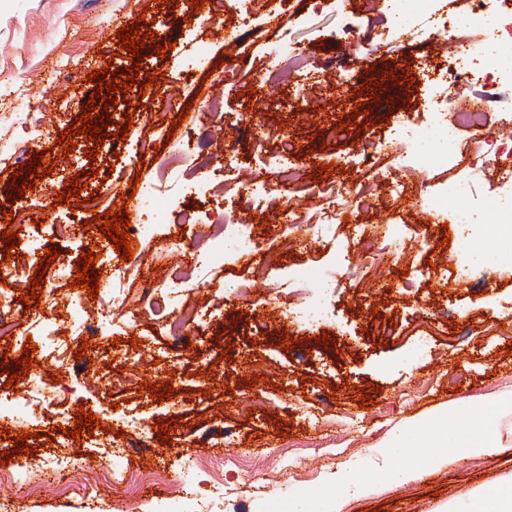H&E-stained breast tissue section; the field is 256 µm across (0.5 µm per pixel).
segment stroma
Listing matches in <instances>:
<instances>
[{"instance_id": "stroma-1", "label": "stroma", "mask_w": 512, "mask_h": 512, "mask_svg": "<svg viewBox=\"0 0 512 512\" xmlns=\"http://www.w3.org/2000/svg\"><path fill=\"white\" fill-rule=\"evenodd\" d=\"M235 0H205L202 9L191 0L161 5L159 0H0V146L13 149L11 163L23 166L45 143L33 138L26 114L42 117L53 131L66 130L80 115L95 89L88 76L108 64L131 66L119 54L116 32L138 23L145 33L158 36L141 51L143 72L161 76L154 85L151 104L138 101L129 88L127 101L109 108L113 123L110 137L99 146L98 160L86 158L93 143L77 139L68 157L57 158L48 177L17 200L7 199L9 174L0 173V210H12V229L21 241L17 255L6 263L13 278L1 292L15 301L13 335L0 337V354L19 358L26 340L36 346L38 363L33 373L59 376L54 400L40 402L35 422L9 427L0 436V447L14 446L19 432H29V445L50 455L71 457L74 480L99 481L100 495L88 501L65 485L38 487L34 475L16 479L11 465L0 464V501L10 512H198L193 499L180 490L193 475H202L197 493L206 490L210 477L223 479L226 495L209 505L208 512H270L294 494L307 490L330 492V474L344 465H355L356 476H374L381 463L379 442L395 426L414 416L428 414L452 401L487 402L512 397V269L502 267L497 256L479 252L473 240H460L455 213L431 216L414 193L394 197L378 189L388 178L407 185L426 183L428 188L447 186L450 195L470 204L469 219L480 230L496 222L491 200L502 187V175L512 171V157L500 158L480 168L432 169L422 174L403 167L396 154L395 128L402 118L426 128L434 112L451 111L448 89L433 84L436 70L449 67L451 58L442 39L451 35L464 18L466 0H440L436 14L423 22L422 33L412 38L399 33L375 0H269L248 24L236 20ZM353 36H346L345 27ZM308 57L310 77L273 89L256 88L254 75L268 62V51L282 38ZM204 44L208 58L196 68L193 51ZM167 48L159 57L155 47ZM114 62H107V55ZM393 66V80H369L373 64ZM351 67L349 83L333 80L330 64ZM413 73L415 85L401 80ZM55 82L59 97L48 98L42 86ZM372 83L382 92L381 101L355 96L354 88ZM254 97H245V89ZM410 102H402V94ZM223 95L222 126L232 140L237 157L233 173L253 176L258 169L255 149L287 157L301 177L282 193L283 205L320 210L325 200L319 182L333 181L344 189L348 205L338 216L334 235L319 240L282 238L281 207L257 209L234 196L195 195L186 210L213 213L229 209L244 220L258 222L262 248L277 250L279 268L262 273L252 267L228 266L223 274L203 279L190 295L202 328L191 341L174 345L164 329V318L153 315L140 302L138 275L164 265L161 236L133 242V258L124 262L129 306L124 310L99 307L107 319L104 337H92L82 346L77 319L65 309L56 318L65 330L71 354L60 360L57 350L36 336L21 297L36 278L39 255L28 254L29 241L57 248L61 261L75 263L85 252L99 253L108 240L94 212L113 207L114 188L130 190L135 176L157 174L163 160L160 143L152 133L161 123H172L183 108L204 111L208 97ZM135 102V122L125 138H116L124 123L128 102ZM354 116L362 127L358 137L341 130L342 116ZM384 145L387 154L375 164H352L363 146ZM332 164L331 174L320 165ZM107 170L111 179L100 182L96 170ZM88 172L82 195L98 192L94 206H82L77 197L68 204L53 201L65 184ZM373 187L368 206H360L362 186ZM81 195V196H82ZM88 223V234L62 238L60 224ZM383 231L399 224L406 236L396 258L398 268H436L435 276L418 282L414 296L400 290L396 270L356 280H342L322 323L302 327L287 316L288 301L270 300V289L281 272L315 270L341 257L358 264L356 224ZM474 267L471 277L442 278L444 270ZM235 278L250 285L248 299L225 303L224 281ZM434 314L439 330L425 349L414 344L413 319L419 307ZM503 325L504 335H491ZM371 335H364V328ZM293 337L283 347L285 337ZM138 346H131V339ZM334 348H326V341ZM112 343L110 357H101L99 342ZM88 368L76 375L74 364ZM172 379L170 397L151 396L149 386ZM372 396L370 409L357 404L359 393ZM267 401L254 411L255 397ZM93 411L96 420L112 429H124L113 439L112 475L104 477L94 456L95 439L75 427L79 409ZM181 419L169 441L150 436L139 443L138 425ZM224 432L229 444L212 449V437ZM193 458L196 471L181 465ZM164 476L160 494L149 498L146 489L129 490L142 470ZM512 476V446L486 457H471L422 474L404 486L384 485L375 493L348 497L344 512H441L448 501L459 500L466 490L500 483Z\"/></svg>"}]
</instances>
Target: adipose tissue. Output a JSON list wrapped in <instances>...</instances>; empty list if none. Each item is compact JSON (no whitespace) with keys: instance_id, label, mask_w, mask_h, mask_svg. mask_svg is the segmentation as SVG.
I'll return each instance as SVG.
<instances>
[{"instance_id":"1","label":"adipose tissue","mask_w":512,"mask_h":512,"mask_svg":"<svg viewBox=\"0 0 512 512\" xmlns=\"http://www.w3.org/2000/svg\"><path fill=\"white\" fill-rule=\"evenodd\" d=\"M512 442V398L492 403L458 401L438 414L417 416L390 432L382 441L381 480L405 485L417 480L423 470L458 459L497 454ZM337 495L301 496L292 500L288 512H342L348 496L366 495L372 483L352 481L347 469L332 475Z\"/></svg>"}]
</instances>
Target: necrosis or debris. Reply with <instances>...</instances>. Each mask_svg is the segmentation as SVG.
I'll return each mask as SVG.
<instances>
[{
	"label": "necrosis or debris",
	"instance_id": "1",
	"mask_svg": "<svg viewBox=\"0 0 512 512\" xmlns=\"http://www.w3.org/2000/svg\"><path fill=\"white\" fill-rule=\"evenodd\" d=\"M472 7L464 27L457 29L450 37L454 67L448 73V88H456L463 76L477 71L498 74L500 80L492 90L483 92L480 99L482 109H474L467 98H460L452 112L434 113L432 121L440 142H455L461 134L467 133L475 143V157L488 155L493 143L483 134L487 124L486 104L502 103L508 119L504 127L508 146L512 147V61L494 55V48L512 47V0H501L495 16H485L478 9L480 0H471ZM482 38L490 52L476 57L470 52L475 38ZM304 66V59L296 54L290 41L275 44L269 51V62L259 70L256 78L261 85L273 87L288 81ZM223 111L219 98H210L208 109L193 116L184 127L182 137L168 139L165 129H158L154 138L163 142L166 154L162 171L158 176L148 177L134 198L136 209L145 212L147 219L134 225L137 236L152 235L156 225L168 224L176 215L182 199L189 189L203 192L209 184L204 179L188 182L184 175L185 163H193L196 170H204L217 160L232 164V156H219L212 142L207 141L204 127L215 126ZM422 137L410 122H402L397 129L399 150L406 167L423 170L447 163L462 165V158H449L447 153L430 154L421 146ZM261 173L244 181L225 180L224 191L228 195H240L263 205L276 197L279 188L289 187L295 177L292 166L278 156H263L259 159ZM325 207L317 213L306 214L292 211L282 224L285 237L305 236L311 238L330 237L335 230L336 210L344 205L343 193L335 188H325ZM260 234L257 225L248 224L235 212L227 211L216 219L206 222V230L196 241L193 249H186L181 242L170 243L167 253L170 257V272L163 278L143 280L141 289L144 297L162 301L169 317L167 330L174 344L180 345L190 339L191 325L195 318L184 302V297L197 288L203 278L223 272L225 265L241 264L255 254H262L268 266H276L277 257L272 253H260ZM355 269L346 263L325 268L316 278L314 287L303 289L304 300L294 309L297 321L310 325L324 319L328 300L334 294L341 278H354Z\"/></svg>",
	"mask_w": 512,
	"mask_h": 512
}]
</instances>
